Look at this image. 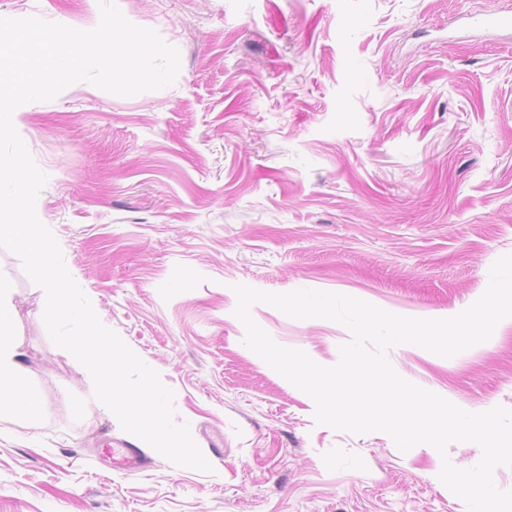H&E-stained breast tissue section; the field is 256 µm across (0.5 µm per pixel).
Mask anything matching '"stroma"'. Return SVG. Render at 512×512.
<instances>
[{
    "label": "stroma",
    "mask_w": 512,
    "mask_h": 512,
    "mask_svg": "<svg viewBox=\"0 0 512 512\" xmlns=\"http://www.w3.org/2000/svg\"><path fill=\"white\" fill-rule=\"evenodd\" d=\"M181 57L169 87L76 83L18 109L47 174L39 219L78 285L175 393L212 472L123 431L50 339L45 295L0 249L42 402L0 415V512H467L447 456L315 424L312 399L243 345L233 285L314 289L453 316L512 254V40L468 15L512 0H116ZM90 30L94 0H0V17ZM280 345L335 365L342 325L258 304ZM404 379L479 413L512 408V322L451 358L392 350ZM141 448L129 473L102 451Z\"/></svg>",
    "instance_id": "stroma-1"
}]
</instances>
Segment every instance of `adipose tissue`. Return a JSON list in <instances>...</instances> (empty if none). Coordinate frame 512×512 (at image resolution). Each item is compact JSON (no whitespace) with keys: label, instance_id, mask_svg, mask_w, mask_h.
I'll return each instance as SVG.
<instances>
[{"label":"adipose tissue","instance_id":"ef3b65f1","mask_svg":"<svg viewBox=\"0 0 512 512\" xmlns=\"http://www.w3.org/2000/svg\"><path fill=\"white\" fill-rule=\"evenodd\" d=\"M17 311L9 286L0 280V412L19 410L27 425L42 417V399L32 385L16 333Z\"/></svg>","mask_w":512,"mask_h":512}]
</instances>
